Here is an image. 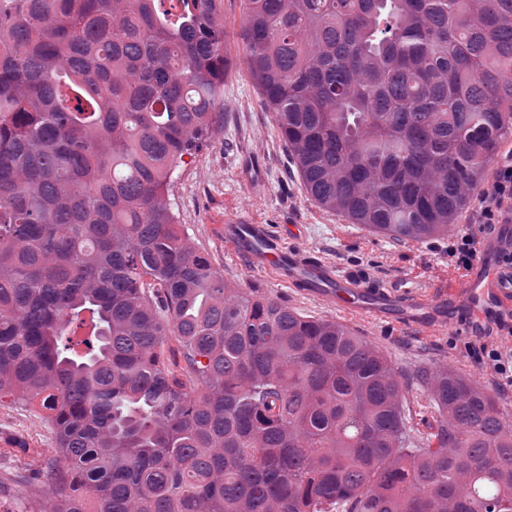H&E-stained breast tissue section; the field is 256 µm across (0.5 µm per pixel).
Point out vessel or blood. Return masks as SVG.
Segmentation results:
<instances>
[{
  "label": "vessel or blood",
  "instance_id": "b4317fda",
  "mask_svg": "<svg viewBox=\"0 0 512 512\" xmlns=\"http://www.w3.org/2000/svg\"><path fill=\"white\" fill-rule=\"evenodd\" d=\"M224 241L256 267L272 272L292 288L322 299L342 312H358L370 318H392L399 324L428 328L446 324L450 311L459 309L483 319L512 322V235L500 232L483 238L480 257L461 281L436 293L421 284L404 288H366L340 274L328 263L289 249L268 231L233 215L224 219Z\"/></svg>",
  "mask_w": 512,
  "mask_h": 512
}]
</instances>
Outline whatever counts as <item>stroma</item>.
Masks as SVG:
<instances>
[{
  "label": "stroma",
  "mask_w": 512,
  "mask_h": 512,
  "mask_svg": "<svg viewBox=\"0 0 512 512\" xmlns=\"http://www.w3.org/2000/svg\"><path fill=\"white\" fill-rule=\"evenodd\" d=\"M231 52L235 67L224 79V97L217 105L224 124L177 168L170 186L168 201L184 233L228 283L282 301L305 316L339 319L380 348L409 383L406 411L418 444H426L437 425L418 380L425 367L452 369L494 393L502 417L512 424V390L498 391L492 378L468 358L467 327L409 328L391 319L340 315L325 302L251 268L226 247L222 224L225 215L234 214L267 225L288 248L358 277L364 285L397 287L415 279L432 289L466 275L451 265L444 251L449 234L481 232L469 212L450 226L448 235L426 242L396 241L318 208L291 167L271 114L260 105L244 67L242 45L232 44ZM11 436L24 438L44 457H53L54 451L40 415L0 406V505L8 512H23L32 498L47 501L52 493L33 482L28 459L7 442Z\"/></svg>",
  "instance_id": "obj_1"
}]
</instances>
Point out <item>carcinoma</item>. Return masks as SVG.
<instances>
[{"label":"carcinoma","mask_w":512,"mask_h":512,"mask_svg":"<svg viewBox=\"0 0 512 512\" xmlns=\"http://www.w3.org/2000/svg\"><path fill=\"white\" fill-rule=\"evenodd\" d=\"M218 5L0 0V405L61 460L26 512H512L492 394L428 371L418 447L380 349L181 231L172 176L233 68ZM236 36L311 200L372 233L448 232L512 138V0H247Z\"/></svg>","instance_id":"1"}]
</instances>
